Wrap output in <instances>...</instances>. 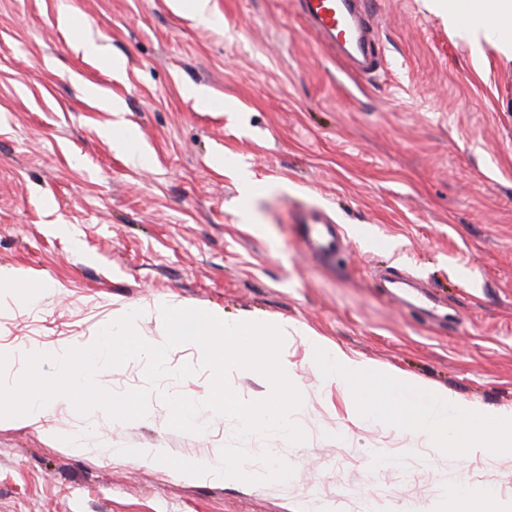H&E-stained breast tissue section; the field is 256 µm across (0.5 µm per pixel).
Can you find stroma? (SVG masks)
Returning <instances> with one entry per match:
<instances>
[{
    "label": "stroma",
    "mask_w": 512,
    "mask_h": 512,
    "mask_svg": "<svg viewBox=\"0 0 512 512\" xmlns=\"http://www.w3.org/2000/svg\"><path fill=\"white\" fill-rule=\"evenodd\" d=\"M170 2L0 0V269L39 283L35 304L0 303V347H85L133 310L150 341L161 306L179 304L288 323L512 412V47L459 38L437 0H369L383 62L356 74L297 0H210L205 21ZM314 208L345 249H308ZM385 267L424 281L433 315L389 297ZM201 359L172 348L168 368L198 371L162 388L206 397ZM281 363L307 440L243 447L247 473L267 451L293 465L289 481H191L120 454L212 457L230 418L202 412L190 434L155 395L129 423L60 398L43 425L0 419V512H512V453L452 458L361 417L301 340ZM83 433L89 448H70ZM459 479L469 495L449 494Z\"/></svg>",
    "instance_id": "35a3bbf8"
}]
</instances>
